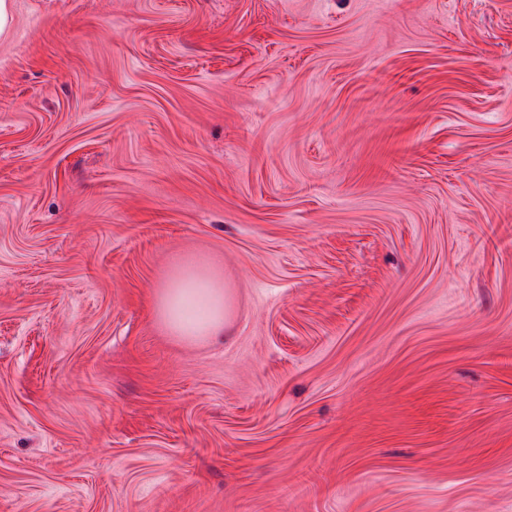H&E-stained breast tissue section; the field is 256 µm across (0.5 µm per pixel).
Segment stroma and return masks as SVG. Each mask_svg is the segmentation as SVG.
I'll return each instance as SVG.
<instances>
[{"mask_svg":"<svg viewBox=\"0 0 512 512\" xmlns=\"http://www.w3.org/2000/svg\"><path fill=\"white\" fill-rule=\"evenodd\" d=\"M10 7L0 512H512V0ZM160 288L155 311L173 336H224V281L210 262L177 260Z\"/></svg>","mask_w":512,"mask_h":512,"instance_id":"stroma-1","label":"stroma"}]
</instances>
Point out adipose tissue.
<instances>
[{
	"mask_svg": "<svg viewBox=\"0 0 512 512\" xmlns=\"http://www.w3.org/2000/svg\"><path fill=\"white\" fill-rule=\"evenodd\" d=\"M158 319L187 340L224 333V281L210 262L176 261L155 301Z\"/></svg>",
	"mask_w": 512,
	"mask_h": 512,
	"instance_id": "obj_1",
	"label": "adipose tissue"
}]
</instances>
